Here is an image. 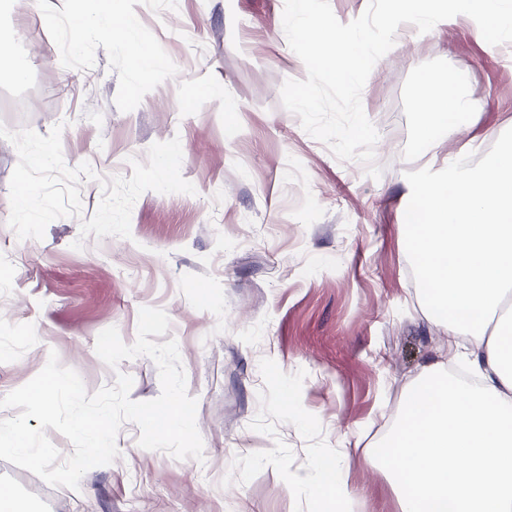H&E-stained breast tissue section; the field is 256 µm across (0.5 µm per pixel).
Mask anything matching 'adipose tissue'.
<instances>
[{
	"label": "adipose tissue",
	"instance_id": "1",
	"mask_svg": "<svg viewBox=\"0 0 512 512\" xmlns=\"http://www.w3.org/2000/svg\"><path fill=\"white\" fill-rule=\"evenodd\" d=\"M469 100L449 85L423 95L421 136L456 134ZM424 221L409 249L434 319L448 329L449 359L421 368L368 461L389 472L398 512H512V142L485 164L453 165L419 184ZM346 450L318 462L316 502L352 512Z\"/></svg>",
	"mask_w": 512,
	"mask_h": 512
}]
</instances>
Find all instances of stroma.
<instances>
[{"mask_svg": "<svg viewBox=\"0 0 512 512\" xmlns=\"http://www.w3.org/2000/svg\"><path fill=\"white\" fill-rule=\"evenodd\" d=\"M284 0H112L133 16L154 57L137 69L127 41L104 49L94 19L63 0H0V40L21 80H0V124L45 135L62 125L68 167L89 163L80 216L52 221L42 239L9 226L14 145L0 139V398L57 352L87 393L130 375L131 400L161 393L154 361L112 368L95 350L100 332L137 338L141 308L166 312L187 392L198 401L204 458L143 449L124 423L114 462L89 469L78 489L47 484L0 459V484L26 512H317L301 490L315 457L346 459L360 512H397L390 475L366 452L385 434L401 387L447 330L428 319L405 227L419 210L409 165L421 146L423 75L464 87L478 120L439 139V158L472 147L473 163L512 140V43L487 48L468 18L418 33L371 71L362 104L379 138V177L337 159L281 103L286 80L307 71L282 25ZM54 13V24L42 16ZM24 101L20 119H9ZM179 138L191 194L147 191L131 235L80 234L96 212L101 179L131 177V160ZM82 249H74L75 241Z\"/></svg>", "mask_w": 512, "mask_h": 512, "instance_id": "obj_1", "label": "stroma"}]
</instances>
